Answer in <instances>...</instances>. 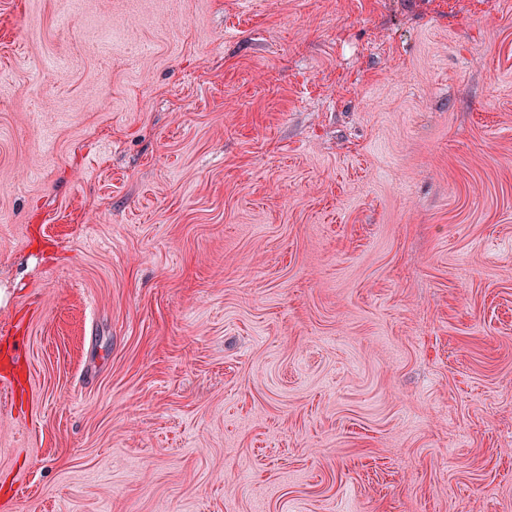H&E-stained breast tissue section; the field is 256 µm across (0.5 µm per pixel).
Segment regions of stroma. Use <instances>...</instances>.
<instances>
[{"instance_id": "obj_1", "label": "stroma", "mask_w": 512, "mask_h": 512, "mask_svg": "<svg viewBox=\"0 0 512 512\" xmlns=\"http://www.w3.org/2000/svg\"><path fill=\"white\" fill-rule=\"evenodd\" d=\"M0 512H512V0H0Z\"/></svg>"}]
</instances>
